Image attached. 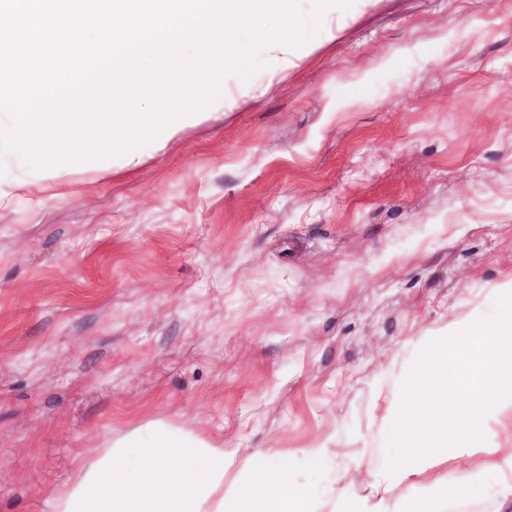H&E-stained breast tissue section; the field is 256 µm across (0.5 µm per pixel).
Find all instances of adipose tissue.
I'll return each instance as SVG.
<instances>
[{"label": "adipose tissue", "instance_id": "1", "mask_svg": "<svg viewBox=\"0 0 512 512\" xmlns=\"http://www.w3.org/2000/svg\"><path fill=\"white\" fill-rule=\"evenodd\" d=\"M422 395L396 419L405 452L357 512H437L449 485L475 486L473 474L455 478L436 472L441 451L463 454L478 447L490 417L512 411V306L489 321L472 323L466 334L444 338L425 353ZM136 462L107 451L81 467L60 491L54 512H314L311 490L297 482L288 464L252 454L241 464L248 479L231 471L223 447L165 428L148 438L134 435ZM201 458L193 480L173 465L175 456ZM397 486L407 495L393 496Z\"/></svg>", "mask_w": 512, "mask_h": 512}]
</instances>
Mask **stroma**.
I'll list each match as a JSON object with an SVG mask.
<instances>
[{
    "label": "stroma",
    "instance_id": "35a3bbf8",
    "mask_svg": "<svg viewBox=\"0 0 512 512\" xmlns=\"http://www.w3.org/2000/svg\"><path fill=\"white\" fill-rule=\"evenodd\" d=\"M292 66L138 168L62 164L0 206V512H53L104 447L165 426L289 463L356 512L403 454L425 347L512 289V0H362ZM321 448L318 462L302 449ZM512 414L449 456L512 512Z\"/></svg>",
    "mask_w": 512,
    "mask_h": 512
}]
</instances>
